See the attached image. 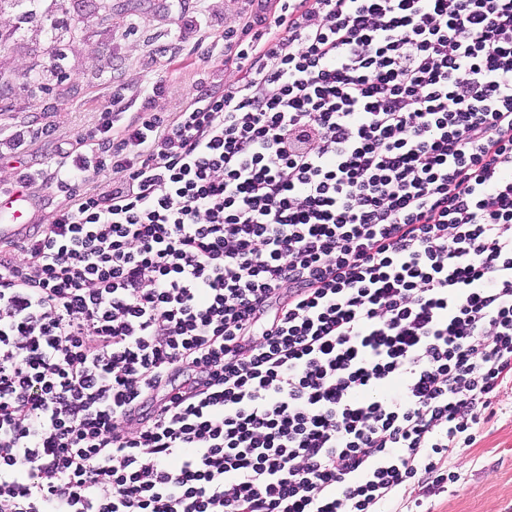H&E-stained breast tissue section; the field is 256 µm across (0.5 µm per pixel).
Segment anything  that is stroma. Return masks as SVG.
<instances>
[{
  "label": "stroma",
  "mask_w": 512,
  "mask_h": 512,
  "mask_svg": "<svg viewBox=\"0 0 512 512\" xmlns=\"http://www.w3.org/2000/svg\"><path fill=\"white\" fill-rule=\"evenodd\" d=\"M60 1L73 24L54 46L41 24L16 31L15 0H0V141L18 125L30 132L24 155L0 159V188L10 187L21 169L36 173L22 217L33 226L48 224L64 200L52 184L58 144L94 123L112 97L138 100L145 86L159 81L157 111L172 112L185 102L205 64L194 36L175 39L177 29L193 19L213 28H239L255 12L251 0H195L184 13L163 0H44L43 5L52 9ZM55 65L61 68L56 83L25 78ZM45 126L50 134H42ZM456 466L458 482L432 488L418 501L394 500L391 512H512V382L504 383L495 415Z\"/></svg>",
  "instance_id": "35a3bbf8"
}]
</instances>
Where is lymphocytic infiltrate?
Masks as SVG:
<instances>
[{"instance_id":"obj_1","label":"lymphocytic infiltrate","mask_w":512,"mask_h":512,"mask_svg":"<svg viewBox=\"0 0 512 512\" xmlns=\"http://www.w3.org/2000/svg\"><path fill=\"white\" fill-rule=\"evenodd\" d=\"M258 5L0 244V512H382L494 415L512 0Z\"/></svg>"}]
</instances>
